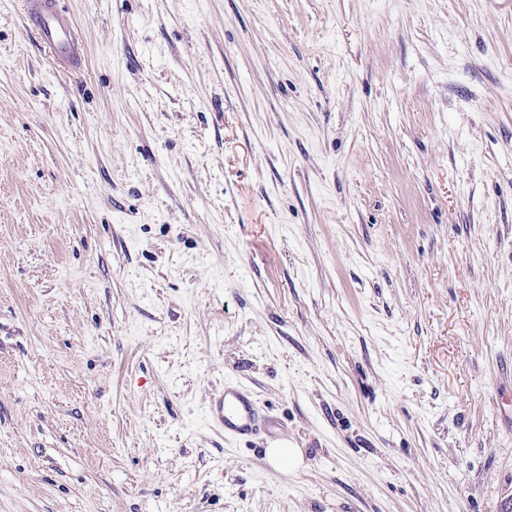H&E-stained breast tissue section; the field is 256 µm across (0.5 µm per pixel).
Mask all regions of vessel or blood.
I'll return each mask as SVG.
<instances>
[{"label":"vessel or blood","instance_id":"b4317fda","mask_svg":"<svg viewBox=\"0 0 512 512\" xmlns=\"http://www.w3.org/2000/svg\"><path fill=\"white\" fill-rule=\"evenodd\" d=\"M27 26L46 46L49 55L59 64L78 69L76 38L68 19L57 9L55 0H22ZM213 422L229 436H248L265 426L247 389L225 388L210 405Z\"/></svg>","mask_w":512,"mask_h":512}]
</instances>
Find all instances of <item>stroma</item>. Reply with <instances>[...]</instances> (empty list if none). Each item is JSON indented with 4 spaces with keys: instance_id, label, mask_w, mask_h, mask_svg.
<instances>
[{
    "instance_id": "35a3bbf8",
    "label": "stroma",
    "mask_w": 512,
    "mask_h": 512,
    "mask_svg": "<svg viewBox=\"0 0 512 512\" xmlns=\"http://www.w3.org/2000/svg\"><path fill=\"white\" fill-rule=\"evenodd\" d=\"M58 7L76 72L0 0V512H500L512 0ZM213 422L229 436H248L266 426V418L260 413L247 389L241 386L224 388L217 400L210 405ZM267 454L269 461L279 468L294 469L302 463L299 448H294L288 440L272 443Z\"/></svg>"
}]
</instances>
